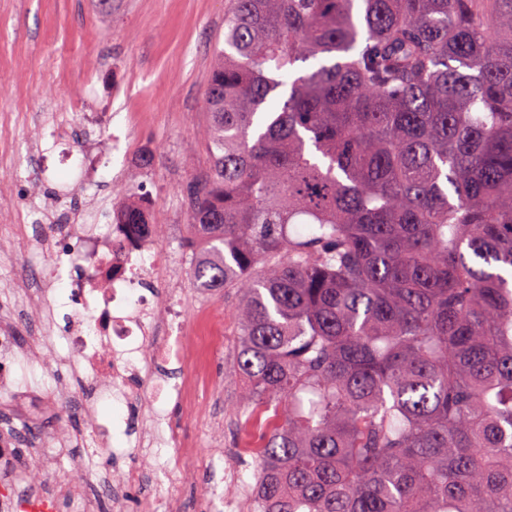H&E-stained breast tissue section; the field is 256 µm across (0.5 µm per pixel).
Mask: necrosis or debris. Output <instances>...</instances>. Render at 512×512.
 Returning a JSON list of instances; mask_svg holds the SVG:
<instances>
[{"label":"necrosis or debris","instance_id":"4bbe7bcc","mask_svg":"<svg viewBox=\"0 0 512 512\" xmlns=\"http://www.w3.org/2000/svg\"><path fill=\"white\" fill-rule=\"evenodd\" d=\"M111 122L108 112L85 114L89 162L102 163L119 149ZM50 211L37 244L69 293L68 362L97 383L99 396L122 405L143 397L155 409L186 398L188 385L169 383L160 372L175 355L172 346L154 344L156 337L182 334L184 323L183 302L161 274L156 225L88 224L59 202Z\"/></svg>","mask_w":512,"mask_h":512}]
</instances>
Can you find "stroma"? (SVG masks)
Wrapping results in <instances>:
<instances>
[{
  "mask_svg": "<svg viewBox=\"0 0 512 512\" xmlns=\"http://www.w3.org/2000/svg\"><path fill=\"white\" fill-rule=\"evenodd\" d=\"M223 39L224 0H0V313L25 307L14 281L48 263L30 248L38 232L33 213L62 197L77 209L93 206L98 223H107L116 185L154 207L170 250L168 273L185 301L184 357L170 361L163 373L174 382L190 381L194 401L169 400L157 415L133 410L157 438L142 448L124 436L108 448L88 446L92 417L110 414L113 402L97 401L91 416L63 415L62 406L90 393L89 380L62 365L67 347L58 328H47L38 350L25 330L15 332L16 388L47 412L28 421L15 397L0 393V435L9 434L21 455L50 436L77 440L74 452L87 470L82 494L93 512H144L151 500L161 503L160 512H212L209 489L223 483L225 469L239 468L242 483H256L252 431L235 411L243 391L232 368L239 294L228 288L202 295L181 260L189 249L181 197L209 164L202 95ZM85 112L111 113L122 136L119 152L99 167L92 198L79 180V149L41 179L29 160L36 143L49 142L53 126H79ZM172 432L182 436L184 447L160 446ZM214 447L220 459H211ZM132 462L142 476L115 504L99 481L125 473Z\"/></svg>",
  "mask_w": 512,
  "mask_h": 512,
  "instance_id": "stroma-1",
  "label": "stroma"
}]
</instances>
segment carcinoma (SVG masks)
Masks as SVG:
<instances>
[{"label": "carcinoma", "instance_id": "1", "mask_svg": "<svg viewBox=\"0 0 512 512\" xmlns=\"http://www.w3.org/2000/svg\"><path fill=\"white\" fill-rule=\"evenodd\" d=\"M205 108L256 512H512V0H224Z\"/></svg>", "mask_w": 512, "mask_h": 512}]
</instances>
